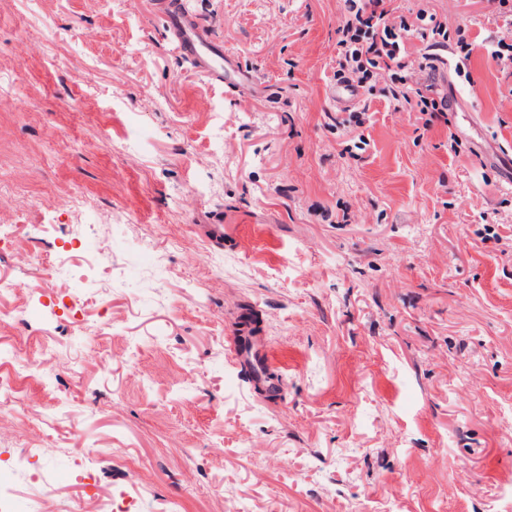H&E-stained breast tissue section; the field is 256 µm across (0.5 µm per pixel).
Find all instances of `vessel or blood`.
I'll return each mask as SVG.
<instances>
[{
    "mask_svg": "<svg viewBox=\"0 0 512 512\" xmlns=\"http://www.w3.org/2000/svg\"><path fill=\"white\" fill-rule=\"evenodd\" d=\"M159 5L169 42L195 70L230 92H241L252 86L251 71L243 68L235 55L225 51L223 43L213 38L182 0H160ZM266 344L267 339L260 331L244 327L229 337L227 350L232 363L250 377L255 389L272 396L279 391L280 384L268 378L260 367Z\"/></svg>",
    "mask_w": 512,
    "mask_h": 512,
    "instance_id": "vessel-or-blood-1",
    "label": "vessel or blood"
}]
</instances>
